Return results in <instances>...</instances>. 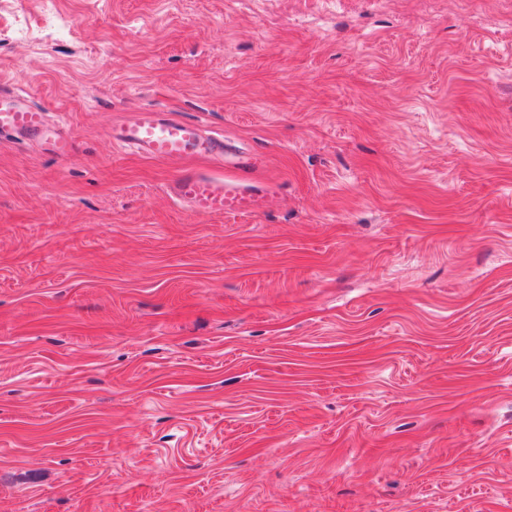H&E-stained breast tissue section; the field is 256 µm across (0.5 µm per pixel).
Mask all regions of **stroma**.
<instances>
[{"label": "stroma", "instance_id": "1", "mask_svg": "<svg viewBox=\"0 0 512 512\" xmlns=\"http://www.w3.org/2000/svg\"><path fill=\"white\" fill-rule=\"evenodd\" d=\"M0 86V512H512V0H0ZM3 134L36 142L56 157H66L73 151V140L50 126L46 112L16 91L0 92V135ZM114 142L168 161L204 158L226 162L231 157L235 174L215 177L186 168L169 185L173 197L198 215H254L270 204L266 188L256 182L265 160L254 153L230 155L223 138L206 136L193 121L164 118L144 108L126 122L112 127Z\"/></svg>", "mask_w": 512, "mask_h": 512}]
</instances>
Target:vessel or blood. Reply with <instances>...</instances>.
Masks as SVG:
<instances>
[{"instance_id":"vessel-or-blood-1","label":"vessel or blood","mask_w":512,"mask_h":512,"mask_svg":"<svg viewBox=\"0 0 512 512\" xmlns=\"http://www.w3.org/2000/svg\"><path fill=\"white\" fill-rule=\"evenodd\" d=\"M3 134L38 143L56 157L68 156L73 150L72 139L50 126L41 108L14 91L0 92V135ZM111 135L114 142L157 159L231 160L233 174L215 177L186 168L170 184L173 197L196 214L254 215L265 212L270 204L266 188L257 181L265 166L264 158L254 153L229 154L223 139L204 135L195 122L166 118L144 108L131 120L114 126Z\"/></svg>"}]
</instances>
